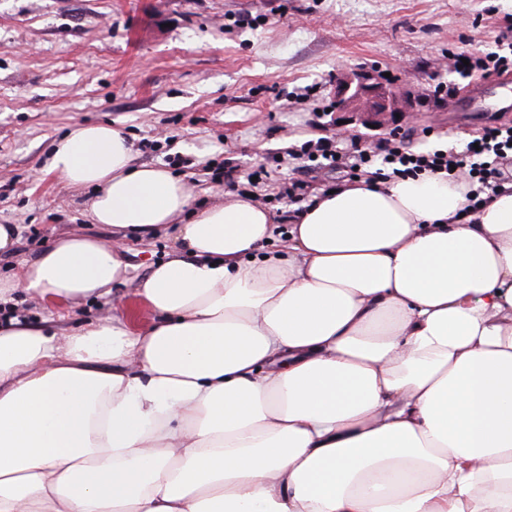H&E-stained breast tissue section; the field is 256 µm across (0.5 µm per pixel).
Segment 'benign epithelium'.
<instances>
[{
    "label": "benign epithelium",
    "mask_w": 512,
    "mask_h": 512,
    "mask_svg": "<svg viewBox=\"0 0 512 512\" xmlns=\"http://www.w3.org/2000/svg\"><path fill=\"white\" fill-rule=\"evenodd\" d=\"M336 107L341 112H364L373 119L365 124L378 126L377 117L399 113L404 107V91L400 87L382 85L374 73L362 71L340 79L334 91Z\"/></svg>",
    "instance_id": "7a95c632"
}]
</instances>
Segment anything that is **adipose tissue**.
<instances>
[{
	"mask_svg": "<svg viewBox=\"0 0 512 512\" xmlns=\"http://www.w3.org/2000/svg\"><path fill=\"white\" fill-rule=\"evenodd\" d=\"M47 169L93 223L180 226L128 312L67 335L0 325V512H512V181L357 178L292 215L138 165L74 125ZM75 232L0 279L68 303L124 279Z\"/></svg>",
	"mask_w": 512,
	"mask_h": 512,
	"instance_id": "ef3b65f1",
	"label": "adipose tissue"
}]
</instances>
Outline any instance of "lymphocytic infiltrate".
Listing matches in <instances>:
<instances>
[{
	"instance_id": "1",
	"label": "lymphocytic infiltrate",
	"mask_w": 512,
	"mask_h": 512,
	"mask_svg": "<svg viewBox=\"0 0 512 512\" xmlns=\"http://www.w3.org/2000/svg\"><path fill=\"white\" fill-rule=\"evenodd\" d=\"M453 71L460 78L480 73L489 79L512 72V19L500 26L493 49L469 56L468 60L454 59ZM338 136L309 140L297 150V157L309 162H327L329 166L347 164L351 169L371 173L373 178L393 180L418 176L422 172H453L465 178L467 206L465 215L476 214L482 204L495 194L502 181L498 167L501 160L512 157V127L486 128L476 146L463 151H434L413 153L402 148L396 139L386 138L369 146L352 144L350 150L337 149Z\"/></svg>"
}]
</instances>
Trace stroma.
Segmentation results:
<instances>
[{"label":"stroma","mask_w":512,"mask_h":512,"mask_svg":"<svg viewBox=\"0 0 512 512\" xmlns=\"http://www.w3.org/2000/svg\"><path fill=\"white\" fill-rule=\"evenodd\" d=\"M242 15L253 24L238 25ZM508 16L512 0H0V224L20 227L0 278L68 232L122 244L129 265L107 298L56 305L19 292L12 312L64 333L111 317L179 245L174 225L132 236L92 223L86 193L47 172L74 124L121 130L137 163L189 182L195 210L291 179L313 193L350 179L291 157L331 135L344 73L396 76L411 101L395 124L413 151L460 150L459 132L512 125V75L462 80L437 66L490 48ZM439 83L458 91L436 102Z\"/></svg>","instance_id":"1"}]
</instances>
